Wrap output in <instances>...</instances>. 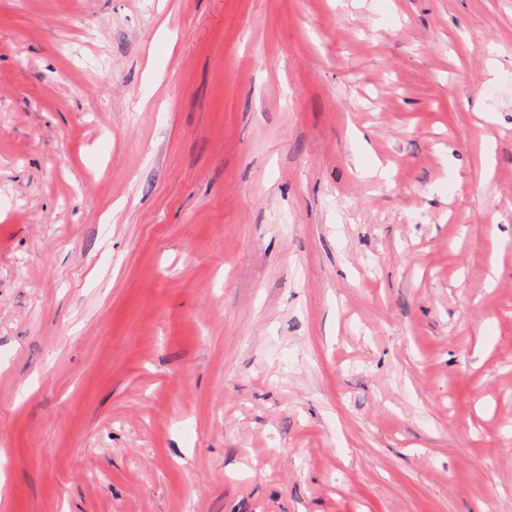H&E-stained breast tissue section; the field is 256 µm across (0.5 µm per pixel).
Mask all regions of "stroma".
<instances>
[{"label":"stroma","instance_id":"stroma-1","mask_svg":"<svg viewBox=\"0 0 512 512\" xmlns=\"http://www.w3.org/2000/svg\"><path fill=\"white\" fill-rule=\"evenodd\" d=\"M0 512H512V0H0Z\"/></svg>","mask_w":512,"mask_h":512}]
</instances>
